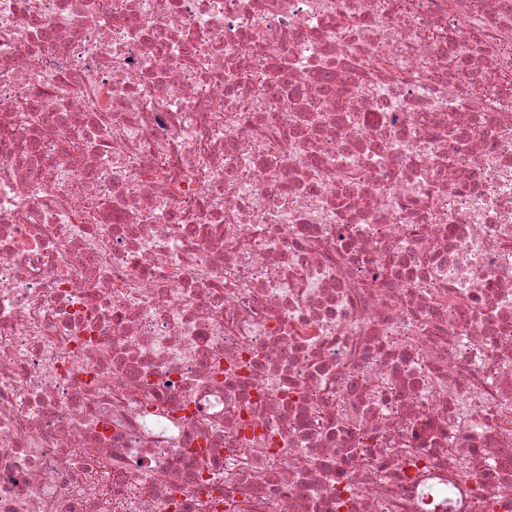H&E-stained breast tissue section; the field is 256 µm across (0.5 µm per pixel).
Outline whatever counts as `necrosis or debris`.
I'll list each match as a JSON object with an SVG mask.
<instances>
[{
	"label": "necrosis or debris",
	"instance_id": "necrosis-or-debris-1",
	"mask_svg": "<svg viewBox=\"0 0 512 512\" xmlns=\"http://www.w3.org/2000/svg\"><path fill=\"white\" fill-rule=\"evenodd\" d=\"M0 512H512V0H0Z\"/></svg>",
	"mask_w": 512,
	"mask_h": 512
}]
</instances>
